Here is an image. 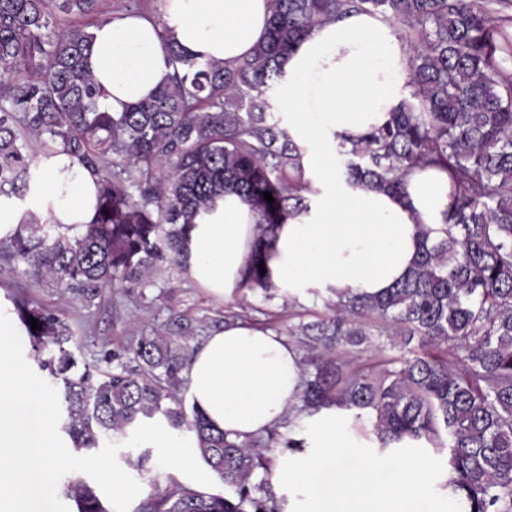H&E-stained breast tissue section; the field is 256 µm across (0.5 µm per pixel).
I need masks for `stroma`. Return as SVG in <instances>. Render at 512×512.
Wrapping results in <instances>:
<instances>
[{"instance_id":"35a3bbf8","label":"stroma","mask_w":512,"mask_h":512,"mask_svg":"<svg viewBox=\"0 0 512 512\" xmlns=\"http://www.w3.org/2000/svg\"><path fill=\"white\" fill-rule=\"evenodd\" d=\"M21 296L67 318L79 336L75 354L91 366L99 364L105 350L122 348L130 338L143 333L160 332L172 311L189 320L199 344L223 328L224 314L229 310L246 320L259 318L262 310H272L279 314L278 325L282 328L287 327L294 314L310 318L327 312L318 297L268 302L246 291L219 300L195 283L189 273L175 268L146 288L129 285L106 290L99 304L87 308L51 282L34 279L22 268L0 260V305L13 308L15 299Z\"/></svg>"}]
</instances>
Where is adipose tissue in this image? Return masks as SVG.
Masks as SVG:
<instances>
[{
	"label": "adipose tissue",
	"instance_id": "obj_1",
	"mask_svg": "<svg viewBox=\"0 0 512 512\" xmlns=\"http://www.w3.org/2000/svg\"><path fill=\"white\" fill-rule=\"evenodd\" d=\"M269 0H166L161 23L122 12L94 30L89 62L102 95L99 104L122 112L148 99L171 73L160 49L168 37L201 62L230 64L263 37ZM409 52L384 16L355 13L314 27L284 64L275 101L288 115L294 137L314 176L307 212L260 238L257 217L238 196L225 195L213 212L199 215L189 235V273L211 295L241 288L245 267L259 255L275 288L292 298L352 290L377 295L412 268L421 229L438 230L451 201L446 171L428 169L409 180L406 195L347 183L339 162L341 138L386 124L409 93ZM26 201L0 196V240L13 238L25 211L81 229L97 204V178L64 151L34 159ZM300 356L272 329L231 322L195 351L187 398L212 426L246 439L294 415L303 447L280 458L276 481L286 492L283 512H407L412 499L428 512H464L448 487L449 467L418 441L412 455L379 453L372 434H359L353 410L297 411ZM360 455V469L342 460ZM335 465L331 489L309 487L312 473ZM395 470L393 483L377 481L379 467Z\"/></svg>",
	"mask_w": 512,
	"mask_h": 512
}]
</instances>
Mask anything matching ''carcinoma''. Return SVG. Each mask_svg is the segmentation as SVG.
Wrapping results in <instances>:
<instances>
[{"instance_id":"cac0c4a2","label":"carcinoma","mask_w":512,"mask_h":512,"mask_svg":"<svg viewBox=\"0 0 512 512\" xmlns=\"http://www.w3.org/2000/svg\"><path fill=\"white\" fill-rule=\"evenodd\" d=\"M99 0H0V196L23 202L37 153L66 151L98 177L94 219L80 233L24 213L0 256L48 278L85 307L105 289L142 287L186 266L193 220L233 193L262 234L309 208L306 148L277 116L283 61L312 27L353 12L382 14L409 49L410 94L382 127L339 144L348 179L403 195L416 171H448L442 236L424 241L410 274L380 296L328 299L333 315L299 320L301 409L367 411L385 451L426 439L447 455L448 486L467 512H512V0H270L265 37L232 63H201L163 38L172 73L154 95L104 112L88 66ZM274 198L270 203L264 193ZM245 288L277 289L252 256ZM15 310L41 370L59 387L61 430L79 456L119 443L147 420L191 433L226 496L172 484L141 512H282L269 483L274 428L238 441L186 410L191 328L163 330L104 354L110 372H81L72 324L19 298ZM41 328L31 329V319ZM399 337V354L343 369L336 354ZM78 512H107L76 485Z\"/></svg>"}]
</instances>
